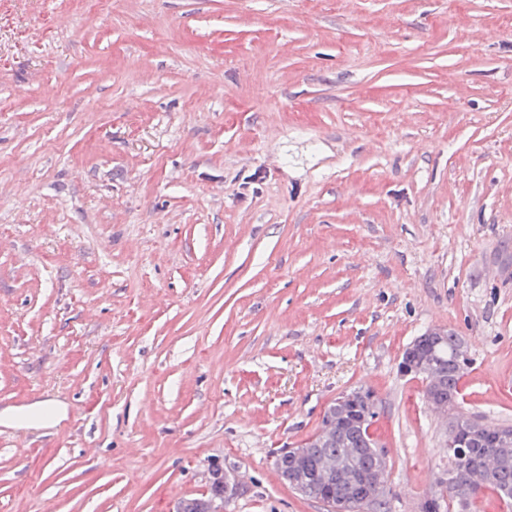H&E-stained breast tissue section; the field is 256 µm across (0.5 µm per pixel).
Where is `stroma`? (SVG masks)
<instances>
[{"mask_svg":"<svg viewBox=\"0 0 512 512\" xmlns=\"http://www.w3.org/2000/svg\"><path fill=\"white\" fill-rule=\"evenodd\" d=\"M440 327L512 425V0H0V512H325L272 453L361 386L419 512ZM446 331L445 328L431 329L417 337L409 344L410 347L408 345L404 349L406 351L409 347L405 355L402 353L399 370L407 376L423 363L412 376L425 382L424 397L428 402L431 398L440 400L443 405H448V411H452L458 404L460 381L469 368V362L459 357L462 351L468 350L467 341L452 331L448 338L435 346L430 362H426L434 339L446 335ZM224 493V506L232 498L231 479L224 473V487L212 482L210 491L200 498H186L178 503L176 512H210L213 502L219 501ZM224 506H218L216 512L224 511Z\"/></svg>","mask_w":512,"mask_h":512,"instance_id":"35a3bbf8","label":"stroma"}]
</instances>
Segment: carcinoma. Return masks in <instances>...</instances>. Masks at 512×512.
Masks as SVG:
<instances>
[{
	"label": "carcinoma",
	"instance_id": "cac0c4a2",
	"mask_svg": "<svg viewBox=\"0 0 512 512\" xmlns=\"http://www.w3.org/2000/svg\"><path fill=\"white\" fill-rule=\"evenodd\" d=\"M468 349L464 337L453 332L435 346L431 359L414 374L425 382L424 397L457 406L459 384L469 362L459 354ZM352 408L339 402L328 405L319 427L298 448L281 449L274 455V467L280 476L303 470L306 489L300 495L321 503L331 512V500L342 499L350 512H385L390 489L387 486V461L377 449L375 440L351 432ZM458 419L479 427L484 440L472 442L448 454V477L436 482L431 496L433 512H471L473 496L467 488L478 482L491 489L500 506L512 509V440H496L501 431H512V425L486 422L472 416ZM224 493V487L212 484L200 498H186L178 503L176 512H211L212 504Z\"/></svg>",
	"mask_w": 512,
	"mask_h": 512
}]
</instances>
